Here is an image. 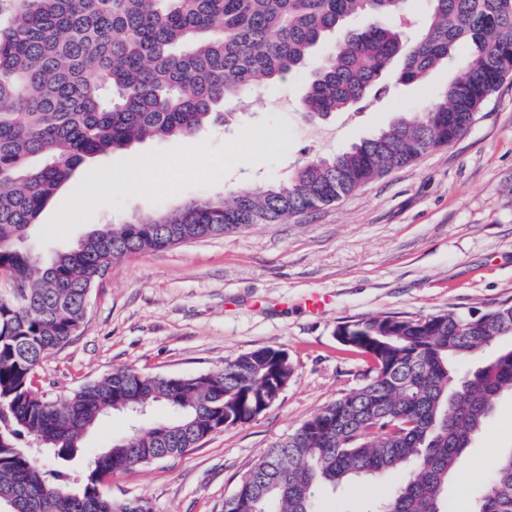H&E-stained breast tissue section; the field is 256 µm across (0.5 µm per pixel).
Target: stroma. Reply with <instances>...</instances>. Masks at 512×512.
<instances>
[{"label": "stroma", "instance_id": "stroma-1", "mask_svg": "<svg viewBox=\"0 0 512 512\" xmlns=\"http://www.w3.org/2000/svg\"><path fill=\"white\" fill-rule=\"evenodd\" d=\"M451 77L449 68L435 70L323 120L302 112L304 81L286 78L245 105H229L228 127L204 128L190 141L149 138L88 159L45 207L25 247L46 260L96 225L284 179L311 156L339 151L399 113L422 111ZM190 149L191 165L174 167ZM134 158L142 172L135 190L117 189ZM314 293L328 297L317 314L304 308ZM504 303H512V77L463 137L330 206L114 260L90 293L80 335L42 361L36 383L61 403L120 368L201 375L260 347L284 349L294 374L274 406L181 455L114 473L100 487L112 499L144 500L152 512H224L239 475L265 448L361 383L366 360L338 341L340 325ZM132 424L122 414L105 417L85 437L81 458L39 461L80 470ZM510 449L507 396L448 483L453 512H474L491 462Z\"/></svg>", "mask_w": 512, "mask_h": 512}]
</instances>
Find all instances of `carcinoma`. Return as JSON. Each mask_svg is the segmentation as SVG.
I'll use <instances>...</instances> for the list:
<instances>
[{
  "instance_id": "obj_1",
  "label": "carcinoma",
  "mask_w": 512,
  "mask_h": 512,
  "mask_svg": "<svg viewBox=\"0 0 512 512\" xmlns=\"http://www.w3.org/2000/svg\"><path fill=\"white\" fill-rule=\"evenodd\" d=\"M0 268L24 299L0 293V501L18 512H151L102 495L110 473L185 453L224 424L273 406L293 368L265 346L194 376L117 369L64 404L36 386L41 362L80 332L82 309L112 260L281 223L355 192L464 136L512 75V0H426L410 47L393 21L407 0H0ZM335 48L308 72L304 112L331 115L382 89L447 66L448 85L347 148L287 179L103 224L38 263L23 242L86 158L145 138L192 139L221 107L305 71L330 33ZM371 361L362 383L275 442L237 481L224 512H321L326 491L410 469L368 512H450L448 481L497 400L512 393V304L479 315H387L338 327ZM167 406L172 416L119 438L72 484L22 441L70 461L103 417ZM475 512H512V451L492 462Z\"/></svg>"
}]
</instances>
